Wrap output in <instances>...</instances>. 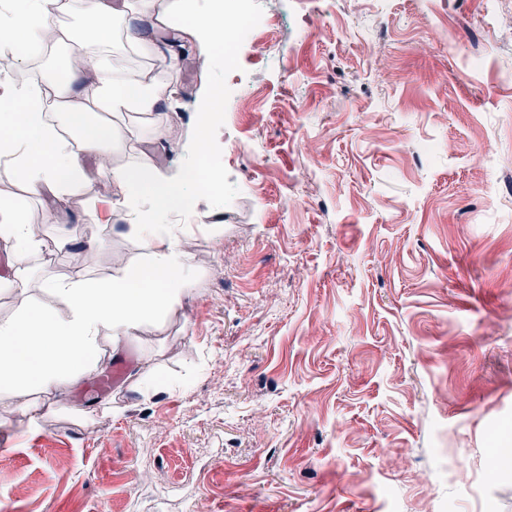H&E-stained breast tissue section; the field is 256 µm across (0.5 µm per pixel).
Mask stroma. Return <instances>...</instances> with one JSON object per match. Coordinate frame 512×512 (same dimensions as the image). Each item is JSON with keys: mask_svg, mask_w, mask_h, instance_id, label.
<instances>
[{"mask_svg": "<svg viewBox=\"0 0 512 512\" xmlns=\"http://www.w3.org/2000/svg\"><path fill=\"white\" fill-rule=\"evenodd\" d=\"M248 7L233 63L131 59L173 91L161 168L222 84L224 190L180 218L188 297L119 349L123 384L0 425V512H512V0ZM110 200L59 203L71 243L6 281L141 260Z\"/></svg>", "mask_w": 512, "mask_h": 512, "instance_id": "1", "label": "stroma"}]
</instances>
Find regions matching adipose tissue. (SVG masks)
<instances>
[{"mask_svg": "<svg viewBox=\"0 0 512 512\" xmlns=\"http://www.w3.org/2000/svg\"><path fill=\"white\" fill-rule=\"evenodd\" d=\"M76 13L87 27L77 35L60 14ZM174 30L211 51L224 42V0H0V62L16 67L45 46L77 47L65 75L35 82L0 75V242L16 261L63 248L64 237L47 242L37 223L57 221L56 205L93 186L82 156L110 159L101 172L112 184V207L136 240L148 247L134 263L105 281L78 273L44 285L47 301L24 296L8 319L0 318V393L20 397L14 412L37 426L49 395L98 372L102 339L119 348L161 312L180 305L187 290V255L173 222L190 215L206 188L194 166L210 155L208 135L220 120L224 89L206 85L196 110L200 136L185 141L187 165L160 170L142 149L139 118L162 111L171 94L157 76L129 67L128 57L160 56L158 32ZM41 206L39 221L18 203L19 195Z\"/></svg>", "mask_w": 512, "mask_h": 512, "instance_id": "adipose-tissue-1", "label": "adipose tissue"}]
</instances>
